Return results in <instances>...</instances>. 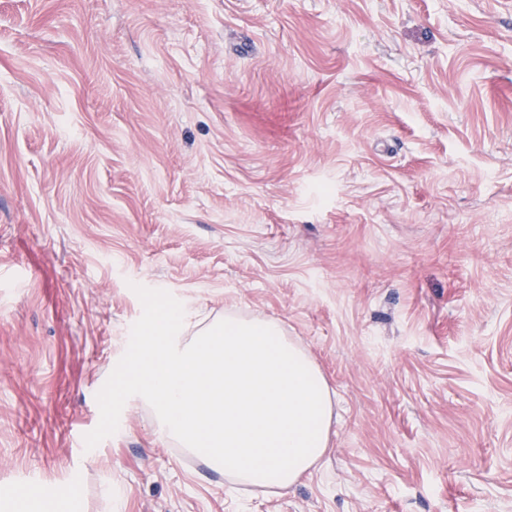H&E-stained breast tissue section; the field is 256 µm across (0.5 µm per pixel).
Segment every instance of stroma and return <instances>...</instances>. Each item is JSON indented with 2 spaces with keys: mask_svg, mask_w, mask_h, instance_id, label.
<instances>
[{
  "mask_svg": "<svg viewBox=\"0 0 512 512\" xmlns=\"http://www.w3.org/2000/svg\"><path fill=\"white\" fill-rule=\"evenodd\" d=\"M162 289L273 320L320 468L225 480L98 391ZM512 512V0H0V512Z\"/></svg>",
  "mask_w": 512,
  "mask_h": 512,
  "instance_id": "35a3bbf8",
  "label": "stroma"
}]
</instances>
